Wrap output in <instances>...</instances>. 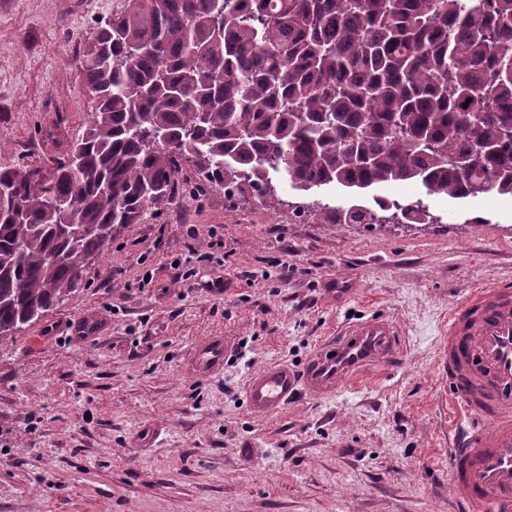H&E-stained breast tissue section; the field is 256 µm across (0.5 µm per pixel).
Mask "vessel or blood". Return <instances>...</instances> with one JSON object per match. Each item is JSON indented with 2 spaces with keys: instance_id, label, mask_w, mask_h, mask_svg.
Returning <instances> with one entry per match:
<instances>
[{
  "instance_id": "obj_1",
  "label": "vessel or blood",
  "mask_w": 512,
  "mask_h": 512,
  "mask_svg": "<svg viewBox=\"0 0 512 512\" xmlns=\"http://www.w3.org/2000/svg\"><path fill=\"white\" fill-rule=\"evenodd\" d=\"M396 336L389 317L356 321L340 339L316 349L302 368L273 364L252 373L247 408L267 416L299 393L325 397L346 382H359L366 365H390ZM232 349L228 337H204L190 347L182 371L197 380L221 374ZM443 357L449 396L460 413L448 487L467 512H512V285L487 284L456 303Z\"/></svg>"
}]
</instances>
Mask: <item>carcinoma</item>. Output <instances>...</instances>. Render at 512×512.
Wrapping results in <instances>:
<instances>
[{
  "mask_svg": "<svg viewBox=\"0 0 512 512\" xmlns=\"http://www.w3.org/2000/svg\"><path fill=\"white\" fill-rule=\"evenodd\" d=\"M94 101L60 152L0 167V338L82 285L115 233L168 205L179 160L229 194L415 182L512 196V0H125L81 57ZM315 211L433 220L428 206ZM85 225L81 236L71 225Z\"/></svg>",
  "mask_w": 512,
  "mask_h": 512,
  "instance_id": "carcinoma-1",
  "label": "carcinoma"
}]
</instances>
